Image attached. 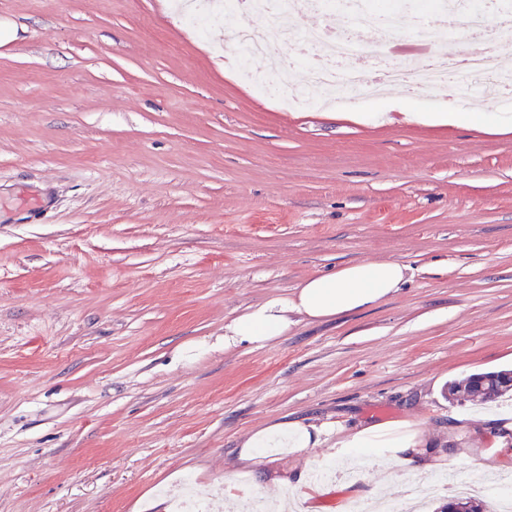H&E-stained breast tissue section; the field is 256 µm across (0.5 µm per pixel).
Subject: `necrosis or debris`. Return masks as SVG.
Instances as JSON below:
<instances>
[{"instance_id": "necrosis-or-debris-1", "label": "necrosis or debris", "mask_w": 512, "mask_h": 512, "mask_svg": "<svg viewBox=\"0 0 512 512\" xmlns=\"http://www.w3.org/2000/svg\"><path fill=\"white\" fill-rule=\"evenodd\" d=\"M192 4L200 18L224 21L244 14L263 17L260 25L241 23L228 28L230 59L238 72L264 95L291 110L325 107L358 96L375 98L386 85L432 87L454 101L473 78L481 85L495 88L501 96L512 95V73L503 69L498 56L492 53L470 55L464 72L449 79V58L433 53L435 37L424 28L415 37L416 43L424 46V54L416 65L404 66L393 48V38L405 24L402 18H389L372 42L361 43L354 33L355 28L368 21L361 0H348L342 7L336 0H192ZM337 8L352 23V30L314 28L300 32L293 26V18L299 13ZM285 49L305 65V87H297L292 68L278 64L255 71L248 66L256 56L277 57ZM363 60L368 63L364 69L359 66Z\"/></svg>"}]
</instances>
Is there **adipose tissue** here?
<instances>
[{
	"label": "adipose tissue",
	"instance_id": "1",
	"mask_svg": "<svg viewBox=\"0 0 512 512\" xmlns=\"http://www.w3.org/2000/svg\"><path fill=\"white\" fill-rule=\"evenodd\" d=\"M408 267L399 261H368L346 266L329 275L306 279L292 297L268 300L234 319L224 331L225 345L262 344L284 335L294 321H321L375 304L397 293L407 280ZM324 426L299 420L282 421L247 433L239 458L252 463L262 448H317ZM345 448L398 449L404 462L428 469L422 439L398 437L381 428L358 430L341 442Z\"/></svg>",
	"mask_w": 512,
	"mask_h": 512
}]
</instances>
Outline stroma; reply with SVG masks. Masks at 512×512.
Returning <instances> with one entry per match:
<instances>
[{
	"instance_id": "obj_1",
	"label": "stroma",
	"mask_w": 512,
	"mask_h": 512,
	"mask_svg": "<svg viewBox=\"0 0 512 512\" xmlns=\"http://www.w3.org/2000/svg\"><path fill=\"white\" fill-rule=\"evenodd\" d=\"M169 2L0 0V512H158L187 481L241 512L227 481L271 499L300 476L301 512L398 502L393 449L340 445L395 421L425 439L420 478L488 498L512 474V391L460 405L448 383L512 368V101L283 109L234 74L219 22L193 33ZM453 45L512 61V24ZM384 260L410 267L391 297L225 347L254 306ZM285 417L332 429L240 464Z\"/></svg>"
}]
</instances>
